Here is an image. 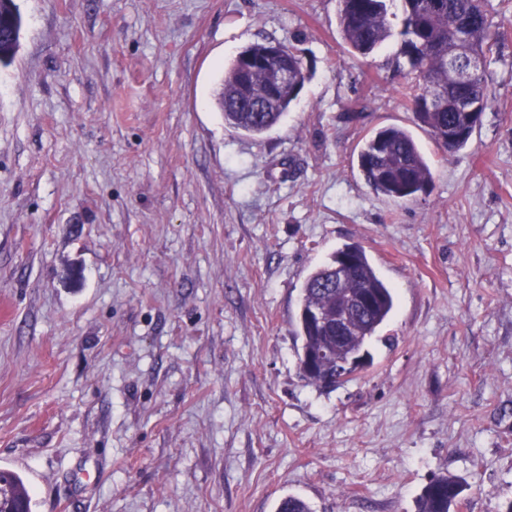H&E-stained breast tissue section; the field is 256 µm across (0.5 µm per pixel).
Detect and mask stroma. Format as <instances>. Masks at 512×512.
I'll use <instances>...</instances> for the list:
<instances>
[{
	"instance_id": "stroma-1",
	"label": "stroma",
	"mask_w": 512,
	"mask_h": 512,
	"mask_svg": "<svg viewBox=\"0 0 512 512\" xmlns=\"http://www.w3.org/2000/svg\"><path fill=\"white\" fill-rule=\"evenodd\" d=\"M0 67V467L32 512H451L512 500V0L494 101L444 154L396 88L397 39L352 55L338 0H17ZM310 78L260 136L214 104L245 47ZM410 130L427 195L378 197L370 131ZM364 247L396 307L369 366L300 376L301 289ZM391 344H384V337ZM22 17L15 0H0V65L16 57L21 39ZM462 492L463 486L459 479L448 475L434 477L423 490L418 512H450Z\"/></svg>"
}]
</instances>
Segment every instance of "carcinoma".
<instances>
[{"label":"carcinoma","mask_w":512,"mask_h":512,"mask_svg":"<svg viewBox=\"0 0 512 512\" xmlns=\"http://www.w3.org/2000/svg\"><path fill=\"white\" fill-rule=\"evenodd\" d=\"M338 25L348 50L367 56L397 35L400 49L397 59L403 60L408 81L399 94L415 120L448 153L464 149L472 133L448 139V128L459 122L455 101L463 98L479 104L485 113L493 102V88L488 67L498 50L497 38L491 33L489 0H401L402 16L399 31H394L391 11L394 0H338ZM22 17L15 0H0V65H9L16 57L21 39ZM288 70L294 78L288 88L278 94L276 104L267 112H243L240 103L251 91L262 85V72L248 71L242 59H234L224 72L215 96L217 108L224 114V123L252 135L263 134L279 124L297 103L307 76L297 49L288 44ZM476 55L483 60L482 69L467 83L459 85L448 80V54ZM437 101L425 106L429 95ZM360 173L372 192L398 203L415 201L427 194L433 181L431 166L411 133L398 126L381 128L366 137L357 156ZM344 254L340 249L330 262L315 269L302 288V314L298 316L296 336L301 340V353L315 354L326 350L329 355L319 360L316 370L304 375L319 384L330 383L353 375L358 367L340 369V363L362 352L390 318L395 296L377 274L362 246H357L343 285L336 286V260ZM368 293L367 306L357 305V298ZM348 305L345 323L336 328H319L311 324L307 313L318 309L330 316ZM463 492L459 479L442 475L430 480L418 504V512H450ZM0 509L3 512H31V495L23 480L8 469H0ZM277 512H310L301 498H282Z\"/></svg>","instance_id":"cac0c4a2"}]
</instances>
